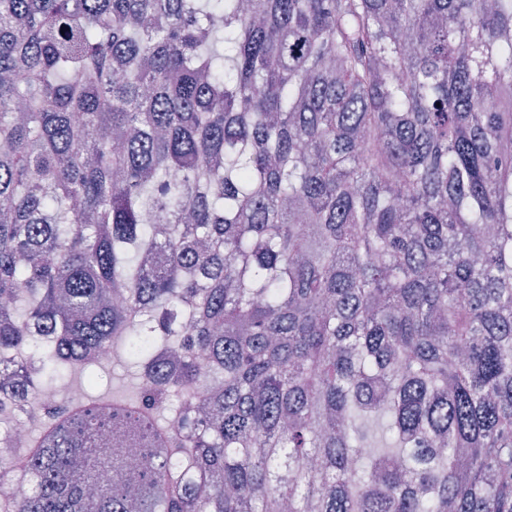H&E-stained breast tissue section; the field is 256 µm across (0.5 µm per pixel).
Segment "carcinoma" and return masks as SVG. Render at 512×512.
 Here are the masks:
<instances>
[{"label":"carcinoma","mask_w":512,"mask_h":512,"mask_svg":"<svg viewBox=\"0 0 512 512\" xmlns=\"http://www.w3.org/2000/svg\"><path fill=\"white\" fill-rule=\"evenodd\" d=\"M0 378V512H512V0H0Z\"/></svg>","instance_id":"cac0c4a2"}]
</instances>
